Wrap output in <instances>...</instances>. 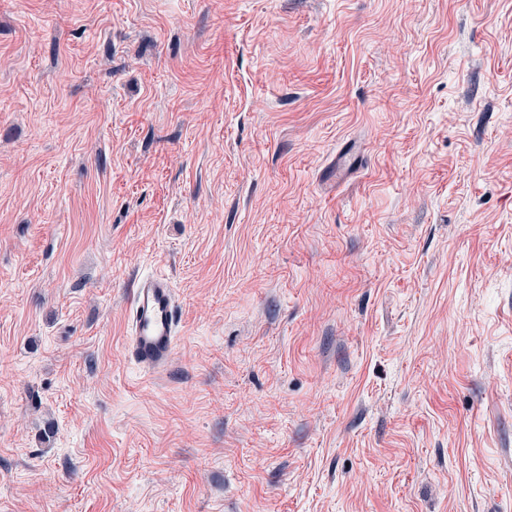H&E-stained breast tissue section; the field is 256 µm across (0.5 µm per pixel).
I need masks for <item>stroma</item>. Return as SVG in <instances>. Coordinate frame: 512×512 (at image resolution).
Returning <instances> with one entry per match:
<instances>
[{
  "label": "stroma",
  "instance_id": "35a3bbf8",
  "mask_svg": "<svg viewBox=\"0 0 512 512\" xmlns=\"http://www.w3.org/2000/svg\"><path fill=\"white\" fill-rule=\"evenodd\" d=\"M0 512H512V0H0ZM179 323L171 281L162 274L139 278L129 303L128 356L146 371L165 367L174 351Z\"/></svg>",
  "mask_w": 512,
  "mask_h": 512
}]
</instances>
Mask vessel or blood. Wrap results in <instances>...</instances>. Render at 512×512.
Segmentation results:
<instances>
[{
    "label": "vessel or blood",
    "mask_w": 512,
    "mask_h": 512,
    "mask_svg": "<svg viewBox=\"0 0 512 512\" xmlns=\"http://www.w3.org/2000/svg\"><path fill=\"white\" fill-rule=\"evenodd\" d=\"M180 323L175 289L164 275L140 278L132 290L127 353L141 368L165 367L174 351Z\"/></svg>",
    "instance_id": "vessel-or-blood-1"
}]
</instances>
